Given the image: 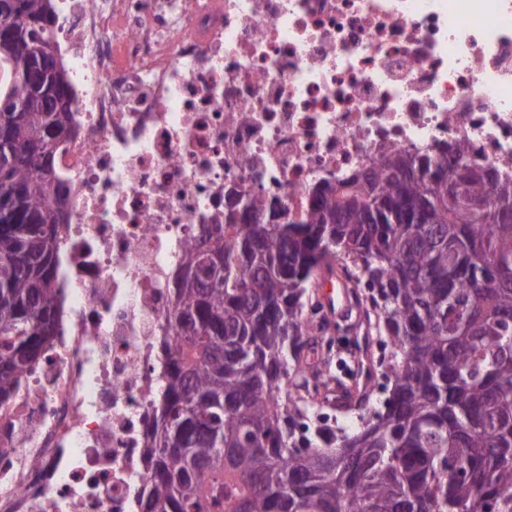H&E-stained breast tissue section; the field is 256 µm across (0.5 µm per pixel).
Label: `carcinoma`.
Segmentation results:
<instances>
[{
    "label": "carcinoma",
    "instance_id": "cac0c4a2",
    "mask_svg": "<svg viewBox=\"0 0 512 512\" xmlns=\"http://www.w3.org/2000/svg\"><path fill=\"white\" fill-rule=\"evenodd\" d=\"M47 0H0V39L25 59L55 41ZM0 59V401L57 332V204L42 158L70 136L69 80L38 99ZM391 150L317 188L277 222L245 196L190 243L173 278L140 512H512V182ZM338 264L370 289L369 336L393 365L381 409L339 411L310 431L316 400L296 367L315 271ZM338 448L332 459L314 448Z\"/></svg>",
    "mask_w": 512,
    "mask_h": 512
}]
</instances>
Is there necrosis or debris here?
<instances>
[{
	"mask_svg": "<svg viewBox=\"0 0 512 512\" xmlns=\"http://www.w3.org/2000/svg\"><path fill=\"white\" fill-rule=\"evenodd\" d=\"M60 2V326L0 405V512H138L187 244L226 199L294 215L388 149L512 180V0Z\"/></svg>",
	"mask_w": 512,
	"mask_h": 512,
	"instance_id": "necrosis-or-debris-1",
	"label": "necrosis or debris"
}]
</instances>
